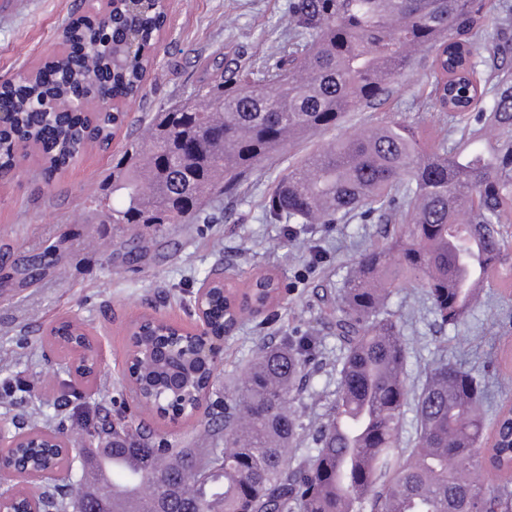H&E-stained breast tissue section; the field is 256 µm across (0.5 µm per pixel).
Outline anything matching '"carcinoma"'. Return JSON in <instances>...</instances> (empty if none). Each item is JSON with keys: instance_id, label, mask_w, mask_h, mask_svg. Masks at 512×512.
I'll return each instance as SVG.
<instances>
[{"instance_id": "cac0c4a2", "label": "carcinoma", "mask_w": 512, "mask_h": 512, "mask_svg": "<svg viewBox=\"0 0 512 512\" xmlns=\"http://www.w3.org/2000/svg\"><path fill=\"white\" fill-rule=\"evenodd\" d=\"M164 23L161 0L122 11L111 26L76 20L66 40L100 46L104 88L136 96L144 60L110 66L112 49L132 30L154 44ZM512 26V0H289L288 47L243 70L227 69L196 88L200 104L169 107L155 118L149 149L127 157L112 181L114 224H211L204 198L237 191L261 163L281 152L287 132L312 137L337 127L348 112H381L398 80L421 66L431 111L453 125L429 144L418 127L378 118V137H338L267 185L262 220L299 224L293 241L306 245L307 224L391 225L381 241L360 250L328 312L342 349L337 387L323 420L305 424L295 393L312 356V339L265 345L224 403V423L212 432L222 448H169L127 426L102 452L136 461L137 479L161 476L168 498L147 512H512V444L485 447L499 423L487 421L484 386L472 371L441 357L408 376V346L390 299L417 289L442 328L461 326L473 311L462 305L472 250L495 252L485 277L512 279V49L479 56L489 25ZM78 61L56 72L54 84L10 102L15 121L0 135V169L15 162V143L44 139L52 159L65 162L83 146L81 118L43 110L62 84L80 85ZM124 117L99 118L102 139ZM486 126L507 130L491 152L460 151L457 131L473 143ZM224 129V136L213 131ZM253 302L239 307L256 320L279 302L274 277L249 283ZM170 362L150 363L128 389L143 407L171 389ZM414 405L417 441L401 447L405 412ZM310 440V447L300 448ZM25 501L65 512L57 486L30 480Z\"/></svg>"}]
</instances>
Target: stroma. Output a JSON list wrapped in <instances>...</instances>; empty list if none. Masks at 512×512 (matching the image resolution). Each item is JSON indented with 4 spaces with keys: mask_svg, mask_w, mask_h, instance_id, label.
<instances>
[{
    "mask_svg": "<svg viewBox=\"0 0 512 512\" xmlns=\"http://www.w3.org/2000/svg\"><path fill=\"white\" fill-rule=\"evenodd\" d=\"M288 0H170L167 35L141 96L127 108L124 126L109 148L87 149L67 169L46 176L38 155L19 159L9 179L0 181V421L26 422L37 417L61 428L73 456L90 449L82 430L94 423V411L149 426L169 443L191 440L208 448V426L224 410L247 362L262 343L312 336L315 355L297 406L308 425L321 421L319 397L333 386L339 345L328 327L326 293L339 288L359 248L379 241L380 224H314L309 247L300 251L280 224L260 221L261 196L271 178L288 162L304 158L337 134L368 127L367 112L347 113L338 129L287 147L242 185L238 198L220 206L232 213L219 224H167L156 231L141 224H115L107 217L112 173L135 146H146L154 116L168 105L191 98L213 59L242 65L277 56L283 30L280 19ZM86 0H21L0 12V82L37 64L59 41L70 20L87 16ZM143 253L127 256L131 238ZM44 256L38 277L18 269ZM244 280L258 270L276 273L284 291L265 329L244 320L224 341L218 374L206 397L201 420L167 426L153 413L137 410L123 376L128 347L127 324L136 315L159 311L172 322L190 321L189 307L201 282L215 270ZM390 310L405 322L409 373L417 362L444 351L484 382L487 411L512 400V287L487 283L475 314L460 330L440 329L418 296L393 298ZM77 319L92 331L101 362L91 383L79 385V401L64 420L52 402L70 379L61 357L49 356V330L58 320Z\"/></svg>",
    "mask_w": 512,
    "mask_h": 512,
    "instance_id": "stroma-1",
    "label": "stroma"
}]
</instances>
